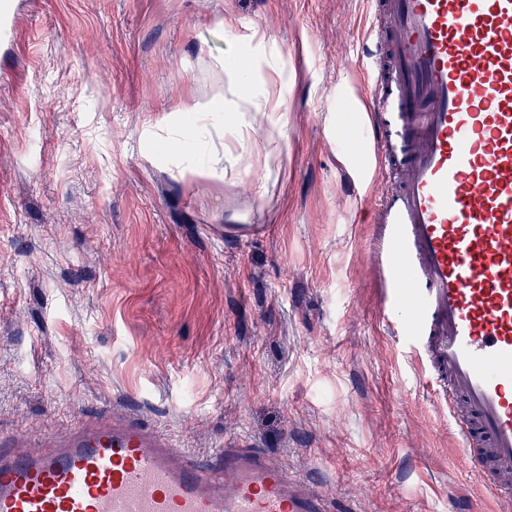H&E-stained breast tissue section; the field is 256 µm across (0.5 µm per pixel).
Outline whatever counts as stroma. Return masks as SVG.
Here are the masks:
<instances>
[{
	"mask_svg": "<svg viewBox=\"0 0 512 512\" xmlns=\"http://www.w3.org/2000/svg\"><path fill=\"white\" fill-rule=\"evenodd\" d=\"M0 6V434L49 452L131 415L199 458L265 449L355 512H496L382 319L372 149L341 128L364 0ZM255 30L285 86L274 176L184 177L155 121L226 90Z\"/></svg>",
	"mask_w": 512,
	"mask_h": 512,
	"instance_id": "35a3bbf8",
	"label": "stroma"
}]
</instances>
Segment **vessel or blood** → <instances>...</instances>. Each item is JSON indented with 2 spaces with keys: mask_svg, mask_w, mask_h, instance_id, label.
<instances>
[{
  "mask_svg": "<svg viewBox=\"0 0 512 512\" xmlns=\"http://www.w3.org/2000/svg\"><path fill=\"white\" fill-rule=\"evenodd\" d=\"M361 38L384 322L456 453L512 512V0H366ZM0 512H341L258 448L206 464L139 419L54 451L0 441Z\"/></svg>",
  "mask_w": 512,
  "mask_h": 512,
  "instance_id": "vessel-or-blood-1",
  "label": "vessel or blood"
}]
</instances>
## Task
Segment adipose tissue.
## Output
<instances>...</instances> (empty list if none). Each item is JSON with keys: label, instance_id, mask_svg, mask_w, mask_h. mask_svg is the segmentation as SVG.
<instances>
[{"label": "adipose tissue", "instance_id": "1", "mask_svg": "<svg viewBox=\"0 0 512 512\" xmlns=\"http://www.w3.org/2000/svg\"><path fill=\"white\" fill-rule=\"evenodd\" d=\"M269 71V77L257 78L255 60L248 54L242 61L225 63L226 95L216 96L202 107L213 127L224 129L225 135L219 140L199 145L193 134V106L157 119V126L172 130L175 136L176 144L169 150V158L177 160L190 149L204 148L203 173L218 179L223 178L228 167L270 170L283 137L280 109L284 88L276 77L277 66H270Z\"/></svg>", "mask_w": 512, "mask_h": 512}]
</instances>
